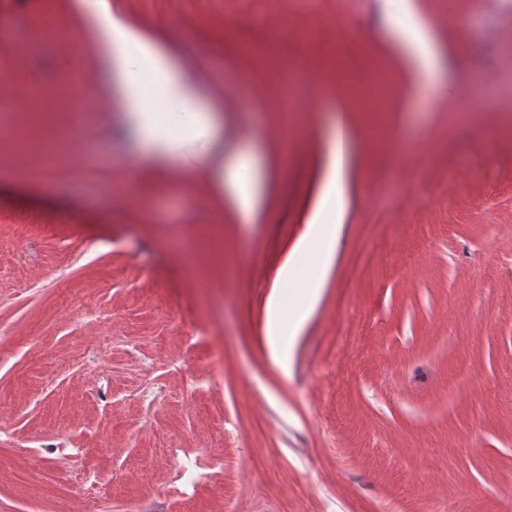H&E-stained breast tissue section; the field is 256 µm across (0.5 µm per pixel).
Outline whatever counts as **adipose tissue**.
Returning <instances> with one entry per match:
<instances>
[{
  "instance_id": "adipose-tissue-1",
  "label": "adipose tissue",
  "mask_w": 512,
  "mask_h": 512,
  "mask_svg": "<svg viewBox=\"0 0 512 512\" xmlns=\"http://www.w3.org/2000/svg\"><path fill=\"white\" fill-rule=\"evenodd\" d=\"M85 22L125 103L124 126L139 153L158 165L177 160L187 168L211 167L221 193L241 221H251L264 201L266 174L248 152L224 155V124L199 87L165 48L112 9L110 0H85ZM387 14L392 36L412 68L415 92L440 73L433 33L412 0ZM354 144L344 117L325 139L321 174L311 191L304 233L280 265L267 305L265 335L272 362L287 370L291 337L300 336L315 310L336 259L346 215V184Z\"/></svg>"
}]
</instances>
